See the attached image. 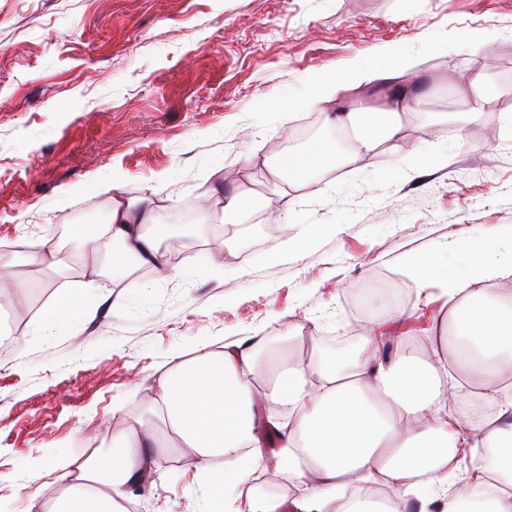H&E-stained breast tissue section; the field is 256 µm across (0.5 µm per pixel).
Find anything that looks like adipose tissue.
<instances>
[{"instance_id": "1", "label": "adipose tissue", "mask_w": 512, "mask_h": 512, "mask_svg": "<svg viewBox=\"0 0 512 512\" xmlns=\"http://www.w3.org/2000/svg\"><path fill=\"white\" fill-rule=\"evenodd\" d=\"M411 67L403 53L385 47L349 65L341 78H309L313 95L305 106L324 113L334 127L352 128L351 156L372 153L397 137L401 112L417 97L400 86ZM383 80L399 88L389 109H337L343 97ZM336 144L325 140L280 155L272 176L290 185L335 168ZM124 178L112 177L106 223L77 237L80 255L109 248L112 273L125 276L148 266L169 271L159 247L173 233L156 221L152 196H126ZM253 199L248 190L211 189L198 201L207 216L220 208L225 223H239ZM474 254L463 277H447L440 290L448 303V344L454 359L399 342L389 363L379 356L383 323L396 310L379 307L372 327L352 352L304 356L266 342L243 350L233 343L182 363L157 382L146 401L151 423L112 424L111 457L89 462L56 479L62 491L49 512H126L129 489L150 462L145 451L152 424L197 462L196 480L207 491V512H223L225 490L244 481L247 467L273 459L288 487L259 495L252 512H387L373 495L387 489L399 502L417 500L435 512H512V296H492L490 287L512 277V239L491 228L472 241ZM277 366L273 384L256 381L260 363ZM478 382L488 404L483 415L464 406V381ZM278 441L266 455L265 433ZM471 469L460 471L461 449ZM303 491L289 495V486Z\"/></svg>"}]
</instances>
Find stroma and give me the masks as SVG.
<instances>
[{
	"label": "stroma",
	"instance_id": "35a3bbf8",
	"mask_svg": "<svg viewBox=\"0 0 512 512\" xmlns=\"http://www.w3.org/2000/svg\"><path fill=\"white\" fill-rule=\"evenodd\" d=\"M476 30L488 42L462 46ZM385 45L412 58L425 94L396 141L276 185L274 154L333 134L300 104L307 77ZM487 55L512 59V0H0V246L54 236L74 251L79 228L105 222L117 170L127 195L153 193L161 213L218 179L243 186L256 219L243 242H225V276L206 269L217 212L165 241L187 252L166 277L142 267L117 287L99 256L91 306L79 298L86 266L57 273L14 250L0 263V276L47 297L13 308L23 329L0 354V512H41L30 469L50 482L100 456L112 446L103 418H144L157 379L182 361L229 341L291 336L317 352L326 336L350 335L353 289L398 281L407 298L386 335L418 348L437 334L448 308L421 294L404 261L458 274L470 237L512 232V94L486 82L495 115L475 126L450 94ZM302 120L311 131L299 140ZM269 208L292 221L262 223ZM304 224L314 242L270 259ZM195 474L182 449H163L130 512H203Z\"/></svg>",
	"mask_w": 512,
	"mask_h": 512
}]
</instances>
